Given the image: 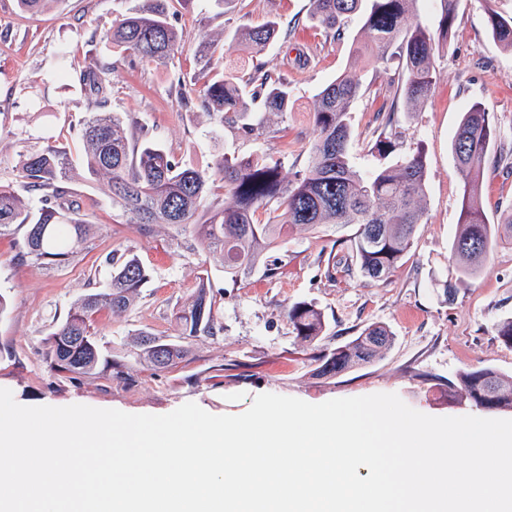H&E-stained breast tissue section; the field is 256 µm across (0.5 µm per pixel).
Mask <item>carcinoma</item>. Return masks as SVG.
I'll return each instance as SVG.
<instances>
[{
    "instance_id": "carcinoma-1",
    "label": "carcinoma",
    "mask_w": 512,
    "mask_h": 512,
    "mask_svg": "<svg viewBox=\"0 0 512 512\" xmlns=\"http://www.w3.org/2000/svg\"><path fill=\"white\" fill-rule=\"evenodd\" d=\"M418 0H310V16L325 37L339 38L351 18H358L363 45L357 55L371 53L376 69L398 72V87L377 110L381 130L370 143L379 164L356 169L350 160L352 138L350 114L356 102L370 92L350 69L322 87L313 98L312 119L317 138L309 147L307 166L284 180L281 164L260 154L218 157L206 169L182 166L169 151L150 141L131 144L121 119L111 112H96L81 123V152L72 157L48 145L23 155L17 179L30 191L41 193V206L32 210L24 197L0 186V237H21L15 261L52 270L74 262L88 247L91 225L74 217L78 204L65 182L74 177L105 179L112 202L119 205L140 234L167 227L194 242L233 280L247 277L258 268L273 277L276 268L263 264L264 252L285 227L302 225L318 230L327 224L353 225L355 231L339 237L329 253L325 275L353 267L371 281L388 279L414 244L424 224L426 167L418 150L388 158L399 149L397 113L417 112L430 98L435 85L439 45L448 39L460 0H441L436 24L407 23ZM172 0H143L112 25L106 34L112 47L132 59L157 67L173 64L181 52L182 33L170 22ZM491 38L512 51V15L488 9ZM228 46L200 37L197 56L200 67L190 84L200 86L201 106L210 116L224 119L232 113L251 128L247 119L256 99L264 110H288L292 88L288 76L272 77L264 65L247 68L218 67L215 58L242 48L257 52L283 40L288 29L276 20L259 25L240 24L229 35ZM78 83L102 92L112 84L108 66H88L79 72ZM497 140L488 112L473 103L454 130L451 151L462 185V207L451 259L464 276L479 273L489 263L498 245L512 243V212L489 220L481 202V187L487 158ZM214 195L206 213L200 207ZM267 215V221L258 219ZM112 277L108 286L75 302L66 317L51 326L45 339V359L51 371L69 381H83L107 374L127 383L132 367L146 366L161 373L187 361L185 342L213 338L223 331L217 296L203 269L186 301L171 314L176 334L157 336L148 331L133 333L127 355L112 354L94 328V316L108 310L126 311L149 280L147 269L130 247L112 254ZM297 342L313 349L314 375L332 378L367 363L388 349L394 339L389 327L367 325L359 335L332 351L316 349L327 328L323 311L308 302L286 309ZM448 392L488 411L512 408V375L486 368L464 370L448 380Z\"/></svg>"
}]
</instances>
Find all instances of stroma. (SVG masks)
I'll list each match as a JSON object with an SVG mask.
<instances>
[{
	"mask_svg": "<svg viewBox=\"0 0 512 512\" xmlns=\"http://www.w3.org/2000/svg\"><path fill=\"white\" fill-rule=\"evenodd\" d=\"M141 4L53 0L32 15L19 10L16 0H0V185L18 187L16 170L25 152L52 144L78 154V122L100 110L119 113L125 127L164 146L183 166L204 168L225 153H259L279 159L284 179H293L306 166L316 137L314 94L352 67L374 78L376 92L353 108L351 161L360 170L373 165L367 145L378 126L376 111L391 88L370 60L353 58L358 22L333 41L316 31L310 0H233L224 13L214 0H175L170 21L184 36L182 50L173 66L158 68L130 61L104 38L114 21ZM269 19L290 26L291 38L287 45H270L256 60L272 75L287 74L293 89L287 112L265 115L262 127L248 133L240 122L214 120L200 104L181 105L177 79L197 71L199 37L220 41L242 22ZM300 50L307 57L302 66L296 61ZM95 65L114 69L101 96L76 80L77 71ZM475 102L489 112L501 148H512V53L490 38L483 0H464L440 51L429 101L420 111L398 115L402 152L419 150L425 157L426 215L400 268L383 282L355 270L326 277L332 238L303 226L284 232L267 252L279 267L276 277L258 271L234 281L206 262L190 239L167 228L136 232L113 205L106 183L73 180L81 217L99 227L76 261L50 271L19 265L17 238H0V293L7 299L0 313V388L30 406L82 404L130 414L163 415L193 402L214 415H238L262 393L312 404L394 393L434 417L475 414V407L449 397V379L475 367L512 375V348L495 333L496 322L512 316V244L497 247L487 269L472 277L460 276L450 258L462 196L451 135ZM482 202L491 218L512 209V161L491 154ZM126 245L149 269L150 279L127 312L97 315L102 341L120 347L137 329L173 335L171 311L204 268L213 290L222 293V333L192 341L189 362L166 374L140 370L130 384L107 376L58 380L44 360L46 333L74 302L107 285L111 269L104 258ZM448 284L455 287L450 299L444 295ZM299 301L315 304L326 316L321 349L344 345L377 322L390 328L394 342L369 363L334 378L314 376L286 316L287 307Z\"/></svg>",
	"mask_w": 512,
	"mask_h": 512,
	"instance_id": "obj_1",
	"label": "stroma"
}]
</instances>
